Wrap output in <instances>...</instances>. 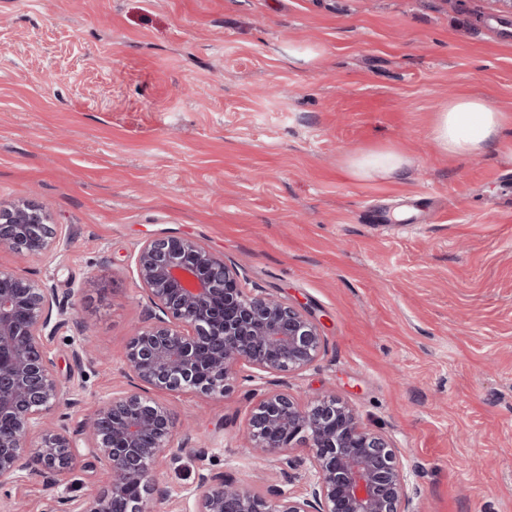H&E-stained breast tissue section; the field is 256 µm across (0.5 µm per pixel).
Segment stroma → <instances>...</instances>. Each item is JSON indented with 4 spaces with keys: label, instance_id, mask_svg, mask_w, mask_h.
<instances>
[{
    "label": "stroma",
    "instance_id": "stroma-1",
    "mask_svg": "<svg viewBox=\"0 0 512 512\" xmlns=\"http://www.w3.org/2000/svg\"><path fill=\"white\" fill-rule=\"evenodd\" d=\"M299 41L321 48L313 66L289 60ZM460 93L512 113L497 0H0V202L40 206L65 240L52 258L0 250L69 307L47 348L77 403L51 420L84 443L95 401L134 386V258L173 233L320 319L317 361L267 382L335 396L389 438L415 512H512V129L481 156L441 153L431 128ZM385 146L413 159L405 175L347 174ZM158 399L193 440L179 469L155 465L157 512H195L203 468L259 494L278 481L242 443L250 383ZM109 482L83 452L56 488L35 474L0 497L47 512Z\"/></svg>",
    "mask_w": 512,
    "mask_h": 512
}]
</instances>
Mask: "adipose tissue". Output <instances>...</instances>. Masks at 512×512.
<instances>
[{
  "mask_svg": "<svg viewBox=\"0 0 512 512\" xmlns=\"http://www.w3.org/2000/svg\"><path fill=\"white\" fill-rule=\"evenodd\" d=\"M512 115L483 98L463 94L449 98L439 110L431 130L438 148L451 157H476L501 139ZM412 159L394 148H382L353 154L346 161L347 171L360 179L400 177L412 166Z\"/></svg>",
  "mask_w": 512,
  "mask_h": 512,
  "instance_id": "ef3b65f1",
  "label": "adipose tissue"
}]
</instances>
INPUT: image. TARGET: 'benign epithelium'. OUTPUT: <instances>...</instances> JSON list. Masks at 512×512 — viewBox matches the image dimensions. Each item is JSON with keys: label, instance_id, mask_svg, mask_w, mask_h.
<instances>
[{"label": "benign epithelium", "instance_id": "benign-epithelium-1", "mask_svg": "<svg viewBox=\"0 0 512 512\" xmlns=\"http://www.w3.org/2000/svg\"><path fill=\"white\" fill-rule=\"evenodd\" d=\"M62 246L40 208L0 204V249L26 258ZM135 272L151 323L133 331L124 364L140 388L99 399L86 430L88 452L110 470L109 489L88 499L54 497L48 512H109L117 500L123 512H153L154 498L166 496L152 466L163 459L177 468L181 455L167 408L147 390L221 396L242 371L249 381L302 372L324 347L323 325L307 306L246 291L237 267L190 238L146 240ZM67 317L48 282L0 268V483L32 474L31 446L44 472L73 467L77 446L67 428L47 423L56 406L70 403L46 350ZM245 442L256 458L281 465L287 484L291 470L305 468V492L275 486L258 495L203 470L195 512H414L401 453L334 396L305 404L286 390L261 391ZM296 447L308 448L307 458L288 457Z\"/></svg>", "mask_w": 512, "mask_h": 512}]
</instances>
